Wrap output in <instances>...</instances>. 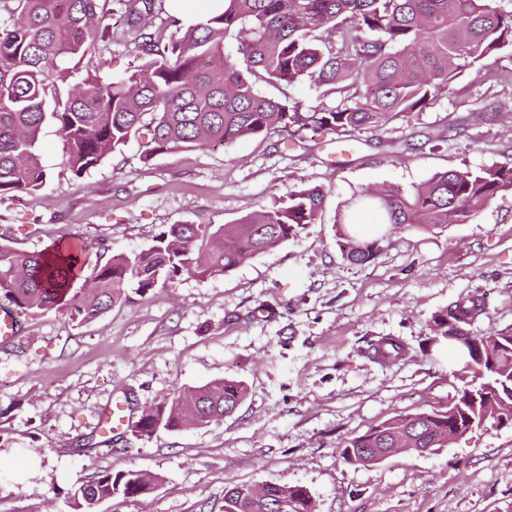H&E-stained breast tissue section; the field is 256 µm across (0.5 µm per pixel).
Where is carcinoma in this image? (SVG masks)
I'll use <instances>...</instances> for the list:
<instances>
[{
  "label": "carcinoma",
  "mask_w": 512,
  "mask_h": 512,
  "mask_svg": "<svg viewBox=\"0 0 512 512\" xmlns=\"http://www.w3.org/2000/svg\"><path fill=\"white\" fill-rule=\"evenodd\" d=\"M117 2L123 17L112 25ZM502 0H224V10L183 25L165 16L164 0H0V199L40 190L47 172L38 153L46 123L66 143L82 177L145 133L144 156L227 144L278 132L294 143L314 126L341 132L380 129L421 112L465 71L485 70L512 47V9ZM124 45L132 56L123 74L102 75L105 61L83 66L98 45ZM309 83L333 95V110L303 109L289 97L270 98L259 83ZM512 192V163L477 171L450 170L409 193L364 190L350 207L375 213L395 228L465 222L498 194ZM325 194L294 187L272 207L236 224H169L153 244L95 265L76 286L87 246L72 240L41 252L20 251L0 233V297L18 316L62 312L86 322L159 281L181 274L227 273L255 255L297 237L317 222ZM341 250L352 264L373 257L377 241L359 239L355 223H338ZM485 304L469 295L433 317L431 331L453 349L464 347L471 380L443 409L400 415L344 441L342 457L368 465L378 448L404 435L415 448H443L448 435L481 427L494 407L512 426V328L474 336L468 326ZM403 344L385 338L374 358H398ZM247 394L242 380L182 386L141 410L128 432L139 440L159 430L208 426L233 413ZM159 477L140 470H97L68 492L72 512H98L105 501L144 496ZM316 512L303 486L270 483L264 497L249 485L224 492V512Z\"/></svg>",
  "instance_id": "1"
}]
</instances>
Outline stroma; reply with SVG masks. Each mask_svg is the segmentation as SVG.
I'll return each mask as SVG.
<instances>
[{"label":"stroma","instance_id":"obj_1","mask_svg":"<svg viewBox=\"0 0 512 512\" xmlns=\"http://www.w3.org/2000/svg\"><path fill=\"white\" fill-rule=\"evenodd\" d=\"M495 77L469 71L424 111L350 136L278 134L144 159L137 140L76 177L54 125L41 133L48 173L37 192L0 201L15 248L39 252L74 236L92 253H132L168 224H234L297 186L325 193L318 223L236 269L181 275L95 320L49 312L19 319L0 345V512H71L68 492L94 471L158 474L139 499L99 512H222L239 483L300 485L317 512H512V427L486 425L448 447L372 466L339 446L398 415L445 407L463 384L447 342L431 339L440 310L468 295L486 310L482 335L512 328V193L464 223L378 238L358 216L375 257L348 262L337 222L354 193L406 191L453 169L512 162V48ZM444 141H435L436 133ZM405 346L373 357L378 340ZM244 380L224 421L147 440L108 432V401L134 409L174 388ZM92 438L91 456L73 444Z\"/></svg>","mask_w":512,"mask_h":512}]
</instances>
